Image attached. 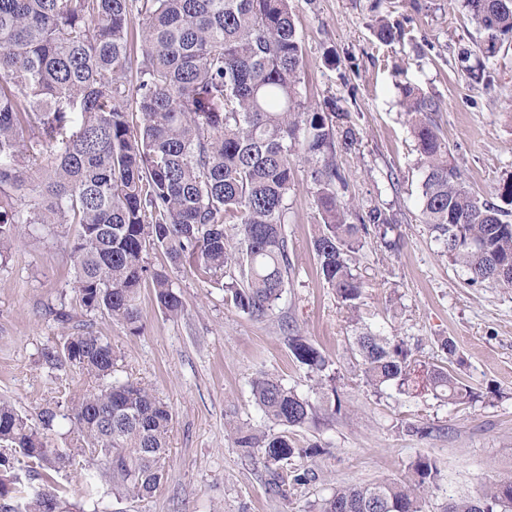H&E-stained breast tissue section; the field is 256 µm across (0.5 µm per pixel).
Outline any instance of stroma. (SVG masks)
<instances>
[{
    "label": "stroma",
    "instance_id": "35a3bbf8",
    "mask_svg": "<svg viewBox=\"0 0 512 512\" xmlns=\"http://www.w3.org/2000/svg\"><path fill=\"white\" fill-rule=\"evenodd\" d=\"M292 6L304 51L303 99L339 101L357 134V144L336 156L348 177L347 197L361 210L381 205L401 213L400 245L389 250L377 237L365 239L356 265L366 286L359 314L351 316L311 250L319 218L311 167L301 160L287 201L290 267L269 315L251 318L226 302L224 275L203 280L154 251L148 262L168 272L183 310L167 316L143 286V329L133 334L106 313L79 306L64 237L21 225L0 263V397L33 422L42 409H57L62 418L50 441L69 444L64 415L97 382L46 355L63 338L89 330L116 351V379L151 385L174 414L154 496H105L98 512H305L336 488L405 477L423 455L441 470L426 512L512 477V288L467 285L464 272L440 255L421 221L418 153L399 106L405 84L434 96L453 160L473 190L495 195L512 178V48L486 60L475 83L461 54L475 50L480 34L459 0H292ZM381 17L402 23L401 41L376 39L373 24ZM361 326L404 341L429 363H446L440 341L452 339L455 370L479 400L452 405L367 385L350 346ZM292 334L327 356L340 404L317 425L289 430L303 450L293 465L307 480L283 496L273 491L260 453L236 447L230 433L243 425L269 427L251 395L258 375L314 397L306 367L288 348ZM410 422L431 427V434L407 432Z\"/></svg>",
    "mask_w": 512,
    "mask_h": 512
}]
</instances>
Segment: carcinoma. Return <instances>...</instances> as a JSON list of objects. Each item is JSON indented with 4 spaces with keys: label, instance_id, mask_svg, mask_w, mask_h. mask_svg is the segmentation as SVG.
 <instances>
[{
    "label": "carcinoma",
    "instance_id": "1",
    "mask_svg": "<svg viewBox=\"0 0 512 512\" xmlns=\"http://www.w3.org/2000/svg\"><path fill=\"white\" fill-rule=\"evenodd\" d=\"M486 38L487 57L512 45V0H463ZM141 17L137 83L128 29ZM378 41L404 38L384 19ZM304 66L291 0H0V257L18 225H77L69 244L73 289L88 311H105L141 331L144 284L170 317L183 302L169 275L146 261L161 250L176 267L205 274L239 268L224 282L227 300L250 317H265L280 298L287 273L288 193L297 158L313 167L318 215L312 250L325 281L349 309L365 283L350 254L375 230L399 223L379 206L361 212L345 200L348 180L336 163L356 133L335 100L321 107L300 95ZM401 105L419 153L420 207L440 253L471 285L512 288V179L496 197L477 195L448 159L433 118L437 100L406 86ZM141 113L132 129L129 112ZM353 345L367 384L430 392L451 404L478 398L450 367L415 358L404 343L364 331ZM293 357L320 376L327 357L302 336L289 338ZM97 380L66 415L76 442L48 447L54 409L32 424L0 401V512H84L54 489L29 491L19 466L51 482V472L96 469L85 477L91 500L111 494L145 500L163 479L173 416L145 385L112 380L117 353L90 331L67 337L57 354ZM267 420L304 427L328 410L268 375L251 384ZM239 448L261 449L275 476L303 453L288 435L238 427ZM440 469L420 457L399 481L335 490L308 512H421ZM443 512H512V479L476 497L450 500Z\"/></svg>",
    "mask_w": 512,
    "mask_h": 512
}]
</instances>
